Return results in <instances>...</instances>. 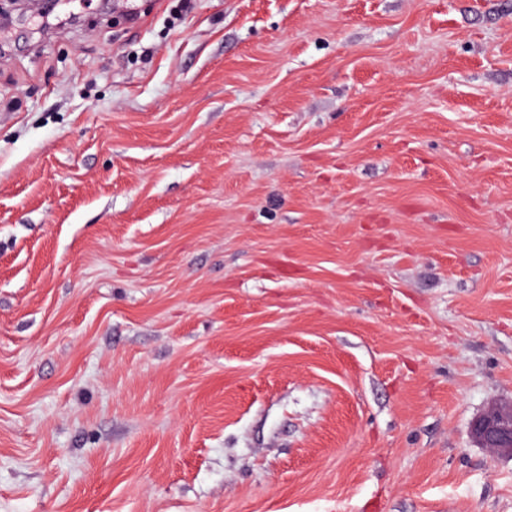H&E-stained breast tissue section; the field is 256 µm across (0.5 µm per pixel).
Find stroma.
<instances>
[{
    "label": "stroma",
    "mask_w": 512,
    "mask_h": 512,
    "mask_svg": "<svg viewBox=\"0 0 512 512\" xmlns=\"http://www.w3.org/2000/svg\"><path fill=\"white\" fill-rule=\"evenodd\" d=\"M0 26V512H512V0H70ZM471 432L480 447L512 457V402L477 417Z\"/></svg>",
    "instance_id": "obj_1"
}]
</instances>
